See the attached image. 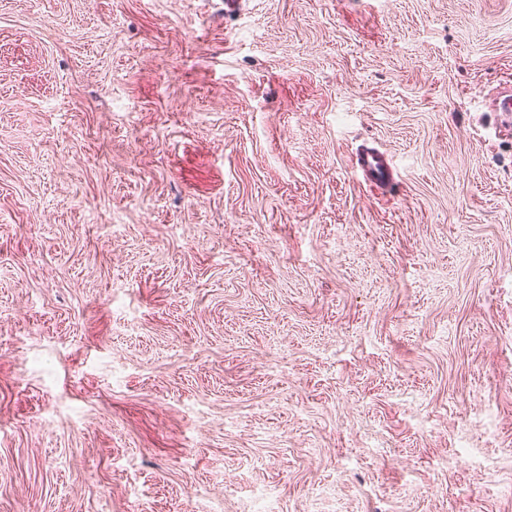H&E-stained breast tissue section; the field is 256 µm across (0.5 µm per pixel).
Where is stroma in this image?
Segmentation results:
<instances>
[{"label":"stroma","instance_id":"1","mask_svg":"<svg viewBox=\"0 0 512 512\" xmlns=\"http://www.w3.org/2000/svg\"><path fill=\"white\" fill-rule=\"evenodd\" d=\"M509 83L512 0H0V512H512ZM353 167L364 181L375 184H389L399 177L393 157L384 150L366 147L357 152Z\"/></svg>","mask_w":512,"mask_h":512}]
</instances>
